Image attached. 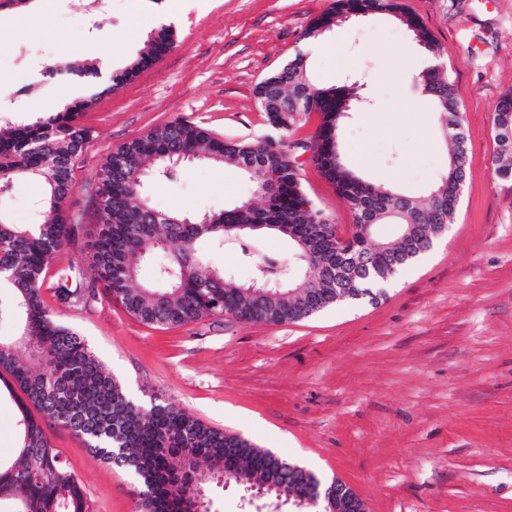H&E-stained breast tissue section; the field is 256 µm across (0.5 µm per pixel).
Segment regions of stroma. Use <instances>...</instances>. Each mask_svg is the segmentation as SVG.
Instances as JSON below:
<instances>
[{
	"label": "stroma",
	"instance_id": "stroma-1",
	"mask_svg": "<svg viewBox=\"0 0 512 512\" xmlns=\"http://www.w3.org/2000/svg\"><path fill=\"white\" fill-rule=\"evenodd\" d=\"M332 0H0V124L46 115L55 98L88 101L92 138L75 165L66 213L81 231L51 265L42 294L135 401L156 393L205 423L347 484L366 512H512V180L495 176L494 107L512 94V0H403L442 48L463 108L467 165L456 219L432 248L385 284L378 301L330 306L272 326L206 318L143 325L90 273L93 195L106 158L128 140L182 120L255 142L272 135L259 82L304 54L314 82L362 86L341 121L346 166L367 182L428 195L447 166L450 136L436 110L417 111L406 66L417 43L392 14L342 21L308 55L310 23ZM106 16L92 29L94 13ZM175 31L171 51L114 91L58 81V61L112 58L123 70L151 29ZM301 181L342 236L347 199L311 159ZM41 182L0 196L15 224L38 219ZM157 209L192 215L258 196L235 167H184L153 181ZM82 272L86 305L56 303L60 279ZM45 432L81 480L92 512H138L131 472L95 459L69 431Z\"/></svg>",
	"mask_w": 512,
	"mask_h": 512
}]
</instances>
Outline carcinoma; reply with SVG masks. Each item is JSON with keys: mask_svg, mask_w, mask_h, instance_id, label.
<instances>
[{"mask_svg": "<svg viewBox=\"0 0 512 512\" xmlns=\"http://www.w3.org/2000/svg\"><path fill=\"white\" fill-rule=\"evenodd\" d=\"M383 11L396 16L417 43L440 58L442 50L419 18L401 0H332L315 18L304 37L316 39L348 13ZM173 31L160 27L150 33L138 57L109 78L118 86L151 68L173 46ZM52 73L98 78L94 65L73 69L56 64ZM434 100L443 128L454 130L452 152L465 142L461 104L449 75L439 66L422 75ZM355 85L315 86L301 54L256 87V98L268 124L282 132L279 139L242 142L225 140L210 130L180 120L135 137L112 152L97 174L98 227L91 244L90 269L106 283L111 296L137 320L154 328H173L205 318L231 316L239 321L278 325L307 318L333 304L357 300L374 292L368 280L385 281L427 252L437 233L452 223L463 184L443 172L430 193L414 198L378 188L348 169L337 149L338 123L345 117ZM85 103L60 112L0 128V195L14 182L37 177L47 188L41 201L44 219L38 224H12L0 213V289L12 296L0 316L15 325V334L0 336V384L17 385L22 392L17 459L0 463V496L17 501L16 512H91L84 487L62 460L43 428L53 423L81 439L100 461L126 468L140 479V512H181L191 499L200 512H210L205 500L207 480H229L243 488H258L279 502L298 507L295 494L312 485L314 472L256 448L247 439L228 434L195 417L180 405L148 395L137 404L98 360L88 342L74 329L56 320L42 295L51 261L72 238L73 225L65 215L74 188L76 157L90 138L79 118ZM317 115L315 135H294ZM512 129V94L494 108L498 149L493 156L495 175L512 173V141L504 142L500 126ZM314 142L315 162L348 199L354 212L348 255L337 253L329 221L306 197L298 159L285 147ZM230 165L241 170L262 198V204L243 201L202 217L161 213L159 223L143 224L154 210L145 193L150 176L170 180L179 155ZM398 224L396 241L365 245V224ZM261 230L278 233L289 244L291 256H263L255 261V276L247 283L211 266L200 242L211 247L231 245L253 259V238ZM163 252L157 277L149 286L135 284L139 264ZM357 258L369 270V279L346 287L343 263ZM62 304L88 300L83 283L56 288ZM8 374L6 380L3 374ZM39 417H34L30 408ZM280 477L279 489L265 487L268 476ZM341 502L342 512H365L364 504L342 481L323 482Z\"/></svg>", "mask_w": 512, "mask_h": 512, "instance_id": "cac0c4a2", "label": "carcinoma"}]
</instances>
